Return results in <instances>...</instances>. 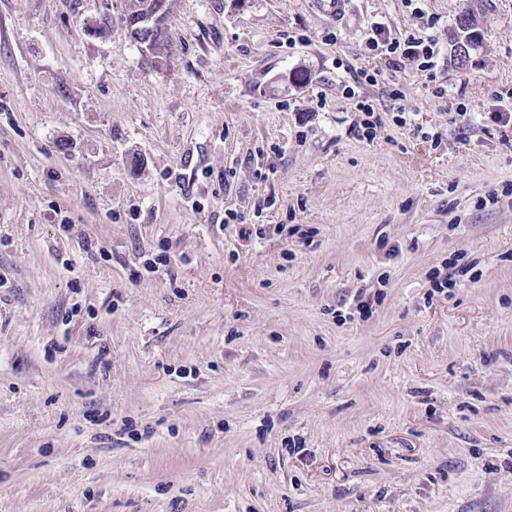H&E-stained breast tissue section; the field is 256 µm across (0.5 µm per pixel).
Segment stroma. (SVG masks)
Listing matches in <instances>:
<instances>
[{
    "label": "stroma",
    "instance_id": "stroma-1",
    "mask_svg": "<svg viewBox=\"0 0 512 512\" xmlns=\"http://www.w3.org/2000/svg\"><path fill=\"white\" fill-rule=\"evenodd\" d=\"M467 2L177 0L159 71L123 0H0V512H512V0L461 69ZM366 41L370 48L381 47L385 50V55L389 57V66H401L407 60L423 71L431 69L437 45L433 35H409L401 41L400 38L393 37L388 25L377 21L367 27ZM358 100L355 104V109L357 112H365L368 119H366L362 126H359V132H361L360 136L365 137L369 140L373 139L376 136V130L378 127L382 125L381 116L378 114L375 116L376 112H379L377 104L367 98H361L358 96Z\"/></svg>",
    "mask_w": 512,
    "mask_h": 512
}]
</instances>
